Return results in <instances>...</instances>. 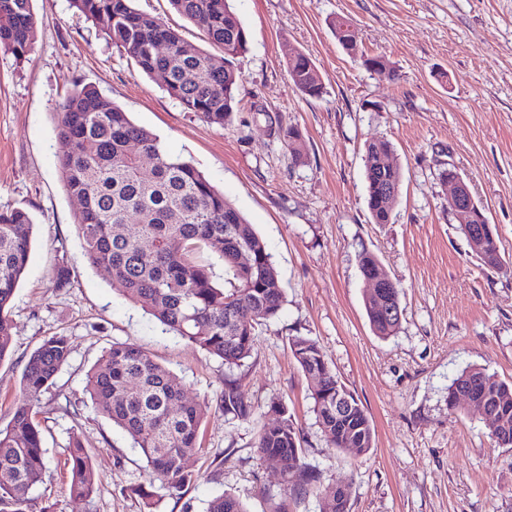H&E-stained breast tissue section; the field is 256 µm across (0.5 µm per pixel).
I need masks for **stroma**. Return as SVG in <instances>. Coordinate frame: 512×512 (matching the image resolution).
<instances>
[{
	"mask_svg": "<svg viewBox=\"0 0 512 512\" xmlns=\"http://www.w3.org/2000/svg\"><path fill=\"white\" fill-rule=\"evenodd\" d=\"M36 41L24 62L0 54V208L33 219L29 264L11 308L13 353L0 363V425L9 421L30 353L49 335L69 337L72 354L41 397L36 420L49 469L36 491L41 512H207L227 494L248 512H322L320 490L349 488V512H512V447L499 446L474 408L448 407V388L468 367L512 383V0H232L249 30L237 112L222 127L184 111L157 78L140 74L69 0H32ZM135 8L178 29L190 49L202 33L167 0ZM347 18L363 53L388 60L395 79L366 70L336 40ZM304 53L321 98L302 95L288 61ZM95 86L190 161L253 224L284 291L278 316L259 328L251 357L229 369L165 331L105 280L85 257L79 204L64 186L55 131L73 83ZM298 128L307 156L294 162L264 117ZM392 142L403 170L390 223L366 205L365 145ZM456 170L496 228L503 270L486 268L451 210ZM377 255L400 289L401 325L376 336L366 316L369 287L358 255ZM70 284L53 286L58 266ZM314 340L374 427L363 455L328 447L310 385L288 339ZM148 351L188 399L207 402L196 483L172 495L152 484L130 438L85 393L87 372L112 343ZM235 380L254 407L226 416L219 402ZM287 408L317 487L286 491L259 454L261 428ZM80 438L97 473L90 500L70 497L61 464ZM150 486L152 497L135 494Z\"/></svg>",
	"mask_w": 512,
	"mask_h": 512,
	"instance_id": "1",
	"label": "stroma"
}]
</instances>
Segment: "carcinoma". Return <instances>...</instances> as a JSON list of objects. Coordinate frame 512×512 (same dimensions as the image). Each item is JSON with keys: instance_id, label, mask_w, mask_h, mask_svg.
<instances>
[{"instance_id": "cac0c4a2", "label": "carcinoma", "mask_w": 512, "mask_h": 512, "mask_svg": "<svg viewBox=\"0 0 512 512\" xmlns=\"http://www.w3.org/2000/svg\"><path fill=\"white\" fill-rule=\"evenodd\" d=\"M224 57L189 53L181 35L160 18L140 12L131 0H70V6L103 33L139 71L162 75L166 91L182 107L205 122L225 126L238 104L240 75L234 60L247 51L249 35L229 0H169ZM35 21L31 0H0V52L22 61L33 50ZM161 43L159 57L152 47ZM295 86L310 98L323 94L321 79L304 54L288 62ZM295 160L305 157L301 133L266 116ZM56 134L68 150L59 158L65 186L83 201L77 229L85 254L106 280L122 285L127 299L170 331L220 358L228 367L251 356L254 336L281 309L284 292L277 270L253 225L190 162L170 155L155 132L135 124L129 113L91 85H74L57 112ZM394 156L387 139L365 148L367 207L377 224L389 223L392 210L382 206L384 189L402 186L398 163L380 174L377 155ZM30 214L0 209V362L11 353L10 308L27 268L33 235ZM476 255L485 266L500 270L502 261L495 227L483 225ZM154 244L144 250L143 244ZM203 248L224 262V283L197 262ZM248 250L251 264L240 261ZM374 333L392 335L399 318L389 317L371 297L365 299ZM290 349L311 385L313 410L332 448L365 454L373 447L374 430L364 408L338 381L319 346L305 336L289 338ZM72 347L63 334L47 337L30 355L20 381V395L10 420L0 428V512H34V492L47 471L43 433L34 406L69 361ZM86 392L98 410L123 429L145 458L152 474L170 494L198 479L188 466L201 450L199 431L207 406L183 396L174 375L139 347L114 342L103 365L87 375ZM350 407L336 415V394ZM484 404L491 435L512 447V384L480 367H470L448 388V407L463 395ZM224 414L246 420L254 407L234 381H224ZM277 423L259 431L256 447L275 463L284 485L315 481L304 475L301 441L286 409L270 405ZM70 495L87 499L97 476L81 442L73 440L65 460ZM208 512H247L235 497L219 495Z\"/></svg>"}]
</instances>
